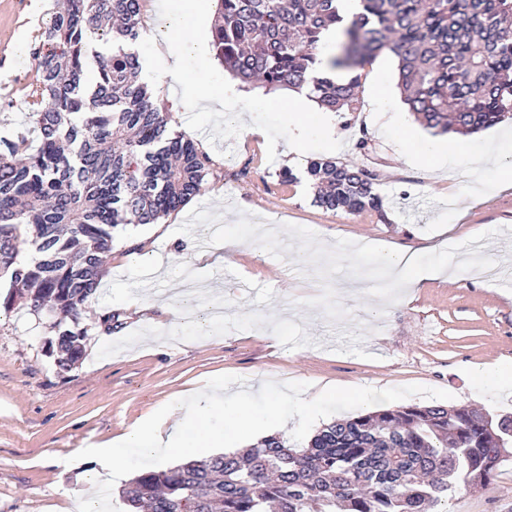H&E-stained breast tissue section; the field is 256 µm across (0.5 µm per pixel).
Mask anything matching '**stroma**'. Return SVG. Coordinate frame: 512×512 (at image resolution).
<instances>
[{
	"mask_svg": "<svg viewBox=\"0 0 512 512\" xmlns=\"http://www.w3.org/2000/svg\"><path fill=\"white\" fill-rule=\"evenodd\" d=\"M191 0H142L137 49L162 104L179 88L166 76V44L153 37L158 14L185 23V38H211L214 13L197 14ZM0 0V132H28L34 112L29 85L38 29L58 0ZM187 92L239 94L248 123L231 115L169 113L173 132L191 138L208 160L200 192L155 224L120 230L83 323L84 353L59 369L45 341L48 320L22 305L0 308V512H73L79 476L92 468L87 448L106 443L162 405L202 401L219 383L245 391L256 411L272 399L261 380L274 375L315 394L322 386L387 391L388 401H327L316 418L282 401L281 436L306 446L323 424L406 406H467L512 413V389L478 384L476 366L512 362V187L475 192L471 156L486 158L482 180L495 181L512 152L497 150V130L442 133L408 111L388 112L400 97L398 60L378 53L362 71L358 111L300 116L286 123L287 90L243 88L212 51L182 61ZM367 138L368 150L356 149ZM297 139L308 158H327L377 175L379 210L352 214L314 202L307 181L278 178L288 165L286 142ZM450 149L435 168L421 159L438 140ZM261 224L274 237L236 250L224 234ZM334 247L323 261L319 242ZM418 249L432 264L445 244L449 277L404 294L372 264L355 257L356 243ZM163 307L143 311L153 297ZM183 322L157 343L146 318ZM113 312L112 332L100 327ZM448 512H512V464L485 484L458 486Z\"/></svg>",
	"mask_w": 512,
	"mask_h": 512,
	"instance_id": "obj_1",
	"label": "stroma"
}]
</instances>
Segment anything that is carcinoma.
Listing matches in <instances>:
<instances>
[{"mask_svg": "<svg viewBox=\"0 0 512 512\" xmlns=\"http://www.w3.org/2000/svg\"><path fill=\"white\" fill-rule=\"evenodd\" d=\"M217 0L212 52L241 83L300 89L331 112L359 109L360 70L398 58L409 111L427 127L475 132L512 118V0ZM141 0H60L35 49L39 145L0 136V278L54 321L62 369L80 358L83 311L119 227L156 224L199 192L206 156L173 134L140 79ZM338 32L330 78L321 35ZM305 177L326 210L380 205L375 174L314 159ZM31 250L34 257L20 259ZM512 416L408 406L333 422L297 450L273 435L237 453L137 475L130 512H447L456 484L484 483L512 454Z\"/></svg>", "mask_w": 512, "mask_h": 512, "instance_id": "carcinoma-1", "label": "carcinoma"}]
</instances>
